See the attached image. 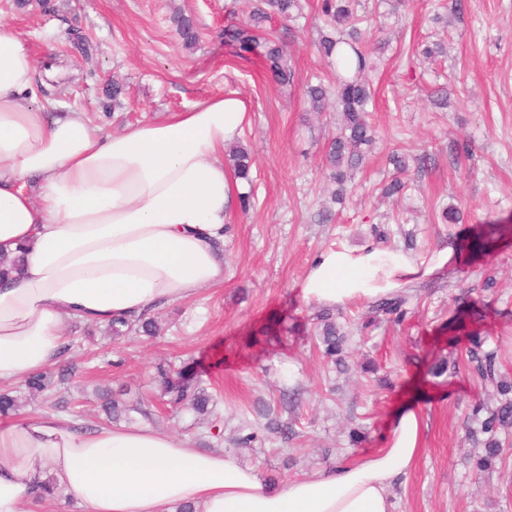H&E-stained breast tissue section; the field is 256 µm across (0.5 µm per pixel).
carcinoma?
<instances>
[{"instance_id":"carcinoma-1","label":"carcinoma","mask_w":512,"mask_h":512,"mask_svg":"<svg viewBox=\"0 0 512 512\" xmlns=\"http://www.w3.org/2000/svg\"><path fill=\"white\" fill-rule=\"evenodd\" d=\"M301 11L300 0H258L246 22H229L224 25V44L233 49L238 57L257 53L265 62L274 81L281 87H292L297 79V71L288 44L274 35L267 24L279 20L283 23L293 18V12ZM321 12L330 19L336 35L321 36L317 43L320 55L333 63L336 75V112L339 115V132L332 137L325 150L328 177L337 185L335 201L340 203L347 191L353 172L359 169L365 159L367 148L374 142V130L368 120V104L372 91L366 79L371 69L369 55L365 49L364 32L357 26L354 0H321ZM179 36L185 45L195 44L198 33L192 19L178 15L173 18ZM310 108L321 112L331 96V88L318 83L306 89ZM234 175L249 179L251 156L243 146L232 152ZM409 295L404 292L379 298L361 316L363 322L386 321L394 325L402 324L408 315L406 305ZM315 336L318 348L327 362L339 372L348 369L346 343L349 330L336 322V314L329 308H321L315 313ZM112 338L120 339L132 333H142L154 337L158 335L157 320L141 317L132 321L109 323ZM470 346L465 351V364L469 372L489 383L496 391V404L489 407L477 404L470 410V418L480 422V432L486 435L483 453L475 462V471L481 475L489 472L496 459L502 454V440L499 435L512 429V379L500 371L498 354L494 350L482 348V339L468 335ZM67 368L58 373L47 370L24 380L23 386L32 395L43 394L53 388L55 381L63 382L72 375ZM155 381L161 395L167 402L179 409L188 408L197 417L215 425L219 421L212 395L206 388L192 383L188 369L175 374L164 365L157 367ZM299 387H284L280 391L279 408L263 407L259 415L265 423L245 435L231 440L234 450L258 448L262 446L263 432L277 434L288 440L295 435L292 421L283 417L288 410L297 406ZM107 416L114 418L124 413H136L144 419L151 418L150 405L144 399L112 396V401L104 407Z\"/></svg>"}]
</instances>
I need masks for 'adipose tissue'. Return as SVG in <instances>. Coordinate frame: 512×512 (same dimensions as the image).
Instances as JSON below:
<instances>
[{"mask_svg":"<svg viewBox=\"0 0 512 512\" xmlns=\"http://www.w3.org/2000/svg\"><path fill=\"white\" fill-rule=\"evenodd\" d=\"M36 61L0 25V381L46 371L67 324L151 315L224 283L228 217L242 191L224 149L249 122L237 93L117 133L78 109L41 104ZM372 244L328 248L302 281L305 301H370L443 269ZM423 422L398 414L384 446L353 464L271 489L220 448H192L148 425L86 432L43 414L0 422V512H27L47 480L83 512H394Z\"/></svg>","mask_w":512,"mask_h":512,"instance_id":"1","label":"adipose tissue"}]
</instances>
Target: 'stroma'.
<instances>
[{"instance_id":"obj_1","label":"stroma","mask_w":512,"mask_h":512,"mask_svg":"<svg viewBox=\"0 0 512 512\" xmlns=\"http://www.w3.org/2000/svg\"><path fill=\"white\" fill-rule=\"evenodd\" d=\"M320 3L301 0V14L283 33L298 66L297 83L284 89L258 57H235L220 36L229 13L247 17L252 0H30L23 8L0 0V23L36 57L51 50L63 61L43 97L80 109L102 132L230 91L245 98L251 119L240 141L253 153L255 195L248 214L231 216L223 287L160 308L154 338L116 343L105 326L69 323L56 365L74 376L34 398L22 384L7 388L18 397L19 413L62 415L92 430L106 394L128 387L152 400L153 428L194 448L225 449L241 427L257 421L259 402L275 403L282 387L299 386L296 438L237 453L262 480L283 456L297 457L298 465L282 474L286 482L382 448L394 416L412 408L426 428L413 470L391 490L395 512H512V443L479 479L465 430L470 406L494 403L493 389L465 372L428 373L436 359L459 354L448 341L464 318L512 374V234L495 237L489 254L468 249L489 225H512V0H359V26L378 60L369 74L376 135L341 205L331 201L334 186L323 167L336 116L330 109L310 113L304 95L329 73L315 47L329 30ZM178 13L193 20L194 45L176 33ZM431 42L442 43L445 53L427 60L420 50ZM116 82L125 89L119 109L112 106ZM394 154L408 164L407 188L385 199ZM446 206L457 207L462 222L443 223ZM326 209L332 216L325 222ZM375 225L389 233L381 247L419 260L452 244L462 260L407 283L412 312L403 325L377 322L353 333L352 368L341 374L308 336L316 307L302 299L300 282L316 254L370 243ZM489 277L496 280L491 290L483 287ZM273 315L284 320L279 341L259 340ZM228 345L236 350L229 359ZM368 359L379 364L378 378L357 371ZM191 361L217 400L221 438L192 413L157 399L156 366Z\"/></svg>"}]
</instances>
